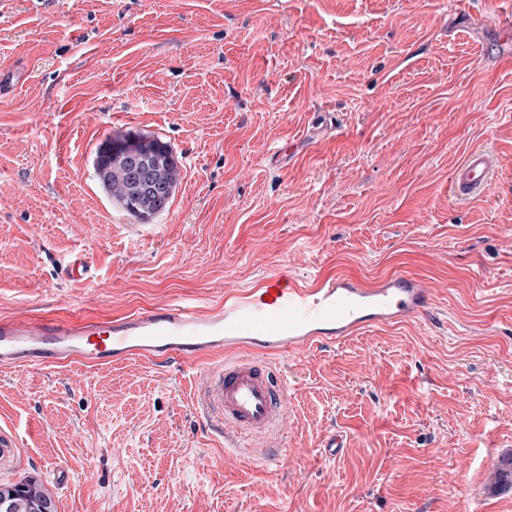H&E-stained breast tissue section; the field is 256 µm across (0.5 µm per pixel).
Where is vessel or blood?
Segmentation results:
<instances>
[{"instance_id": "b4317fda", "label": "vessel or blood", "mask_w": 512, "mask_h": 512, "mask_svg": "<svg viewBox=\"0 0 512 512\" xmlns=\"http://www.w3.org/2000/svg\"><path fill=\"white\" fill-rule=\"evenodd\" d=\"M494 169L490 151L471 150L453 172L454 196L482 193ZM431 305L423 281L402 273L372 288L337 276L307 288L278 271L243 296L225 299L223 312L214 315L174 305L78 326L1 318L0 366L45 368L72 359L100 366L136 355L179 362L226 345L294 354L315 339L335 343L365 328L411 318ZM199 402L218 413L225 429L263 435L276 427L288 405V380L269 362L240 359L211 373Z\"/></svg>"}]
</instances>
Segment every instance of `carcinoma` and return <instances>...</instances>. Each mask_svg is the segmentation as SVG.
<instances>
[{
	"instance_id": "carcinoma-1",
	"label": "carcinoma",
	"mask_w": 512,
	"mask_h": 512,
	"mask_svg": "<svg viewBox=\"0 0 512 512\" xmlns=\"http://www.w3.org/2000/svg\"><path fill=\"white\" fill-rule=\"evenodd\" d=\"M133 150L157 163L155 179L159 184L158 194L138 199L132 196L127 169ZM94 167L112 202L141 221L150 220L168 210L181 178L180 168L167 142L158 136L140 137L131 132L105 141L96 152ZM0 503L7 512H56L54 502L33 477L15 484H1Z\"/></svg>"
}]
</instances>
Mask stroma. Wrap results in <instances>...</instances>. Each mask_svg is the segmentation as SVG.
Instances as JSON below:
<instances>
[{
    "mask_svg": "<svg viewBox=\"0 0 512 512\" xmlns=\"http://www.w3.org/2000/svg\"><path fill=\"white\" fill-rule=\"evenodd\" d=\"M512 0H0V318L216 310L288 271L433 290L428 312L274 357L288 408L226 447L205 373L134 356L0 369V484L57 512H512ZM167 141L169 209L143 223L93 169L123 132ZM486 191L455 200L472 148ZM93 276L76 282L72 259ZM342 435L338 457L326 440ZM68 475L65 485L57 471ZM495 169L493 154L483 148L471 150L454 170L451 184L456 198L466 199L482 193ZM14 493V496H11ZM7 512H56V506L34 477L0 485V503Z\"/></svg>",
    "mask_w": 512,
    "mask_h": 512,
    "instance_id": "obj_1",
    "label": "stroma"
}]
</instances>
